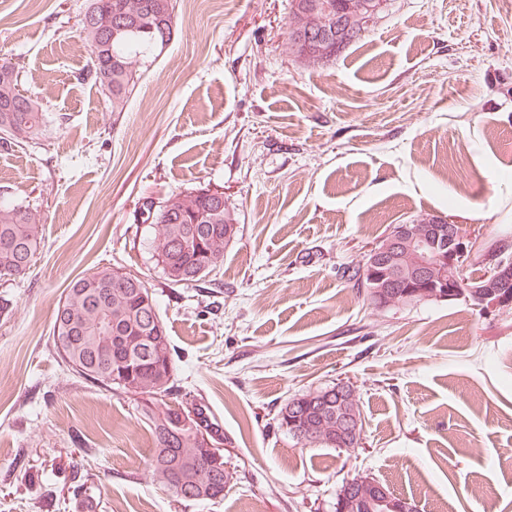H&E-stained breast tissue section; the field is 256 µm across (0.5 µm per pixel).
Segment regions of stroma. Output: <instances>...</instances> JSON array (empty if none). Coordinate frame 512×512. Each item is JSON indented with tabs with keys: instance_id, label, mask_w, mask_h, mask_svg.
Listing matches in <instances>:
<instances>
[{
	"instance_id": "1",
	"label": "stroma",
	"mask_w": 512,
	"mask_h": 512,
	"mask_svg": "<svg viewBox=\"0 0 512 512\" xmlns=\"http://www.w3.org/2000/svg\"><path fill=\"white\" fill-rule=\"evenodd\" d=\"M82 2L0 0V61L52 119L0 150V193L44 226L29 275L0 278V512H335L357 475L419 512H512V310L377 308L340 273L429 215L512 244V0H382L315 66L289 0H177L122 112L78 78ZM198 189L223 191L239 234L208 283L171 288L142 204ZM102 263L154 289L175 395L224 440L223 501H174L137 397L61 363L58 301ZM340 381L363 447L277 426L290 397Z\"/></svg>"
}]
</instances>
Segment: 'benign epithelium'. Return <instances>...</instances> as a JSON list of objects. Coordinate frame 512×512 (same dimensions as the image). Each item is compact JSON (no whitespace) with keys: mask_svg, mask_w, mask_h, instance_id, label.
I'll use <instances>...</instances> for the list:
<instances>
[{"mask_svg":"<svg viewBox=\"0 0 512 512\" xmlns=\"http://www.w3.org/2000/svg\"><path fill=\"white\" fill-rule=\"evenodd\" d=\"M482 237L472 233L467 227L450 219L435 216L420 227L409 224L399 226L394 235L383 246H374L369 251L367 275L375 288V298H382L388 288L394 286V266L408 261L403 269L404 276L410 279L414 289L411 297L428 301L432 299L457 298L462 289H467V300L481 308L507 310L512 307V260L500 262L489 256L492 265V278L489 282L476 285L467 279L469 263L482 254ZM360 423L350 414H345L338 422V433L355 438L363 444ZM206 456L220 464L224 460L223 442L220 437H204ZM382 507V512H416L417 506L399 497L391 489H380L368 504L372 508Z\"/></svg>","mask_w":512,"mask_h":512,"instance_id":"benign-epithelium-1","label":"benign epithelium"}]
</instances>
